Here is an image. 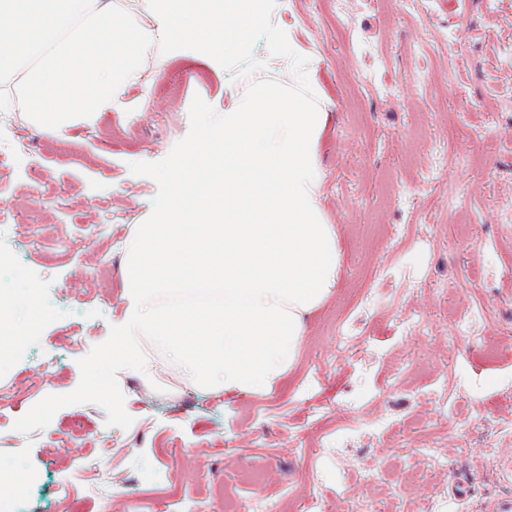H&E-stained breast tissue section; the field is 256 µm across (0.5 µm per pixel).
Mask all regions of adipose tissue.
Returning <instances> with one entry per match:
<instances>
[{
	"instance_id": "1",
	"label": "adipose tissue",
	"mask_w": 512,
	"mask_h": 512,
	"mask_svg": "<svg viewBox=\"0 0 512 512\" xmlns=\"http://www.w3.org/2000/svg\"><path fill=\"white\" fill-rule=\"evenodd\" d=\"M268 0H0V112L65 133L122 111L146 81L143 48L190 45L242 57Z\"/></svg>"
}]
</instances>
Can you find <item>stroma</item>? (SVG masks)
<instances>
[{"instance_id": "35a3bbf8", "label": "stroma", "mask_w": 512, "mask_h": 512, "mask_svg": "<svg viewBox=\"0 0 512 512\" xmlns=\"http://www.w3.org/2000/svg\"><path fill=\"white\" fill-rule=\"evenodd\" d=\"M277 0L271 14L292 49L313 57L308 78L328 114L321 141L318 193L343 250L335 296L310 319L297 363L273 397H224L189 389L181 369L152 343L143 349L153 377L118 375L134 422L107 425L97 404L60 408L50 424L23 434L11 424L52 394L74 391L78 362L104 342L124 312L122 267L133 225L152 212L156 181L133 174L137 162L165 158L190 128L189 108L201 97L216 114L235 111L250 80L290 84L289 63L254 49L265 70L237 77L188 46H148L152 81L131 87L123 112L66 134L35 131V144L0 141L9 157L0 170V207L35 198L34 242L13 250L0 234V270L12 328L25 331L21 349L0 367V472L25 475L21 490L0 499V512H65V497L86 512H159L163 497L224 512L225 499L259 498L266 512H299L316 495L326 512L344 502L373 500L383 512H487L491 497L512 495L499 476L512 433V233L497 206L512 201V0H423L395 15L392 0ZM454 32L453 55L424 49L425 27ZM497 147L472 166L480 139ZM460 189L471 224L457 222L448 188ZM89 281L82 303L62 301L74 277ZM35 287L47 317L33 320L26 301ZM493 319L477 324L485 346L456 330L475 302ZM425 315L413 328L415 315ZM355 339L343 352L339 337ZM57 356L22 398L21 379L43 354ZM448 372V404L434 390ZM395 417L399 425L353 447L336 433L357 416ZM81 420L83 456L63 455L73 420ZM436 446L435 467L413 446ZM378 467L376 485L364 474ZM167 474L156 485L154 473ZM472 482L468 498L451 486Z\"/></svg>"}]
</instances>
